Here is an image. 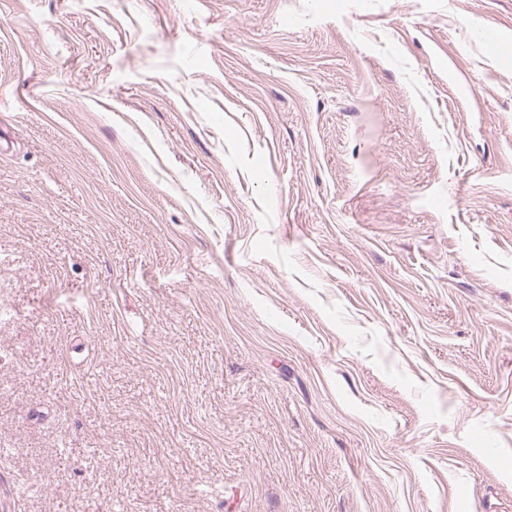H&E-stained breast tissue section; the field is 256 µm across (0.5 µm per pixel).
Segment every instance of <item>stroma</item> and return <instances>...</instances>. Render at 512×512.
Masks as SVG:
<instances>
[{"mask_svg":"<svg viewBox=\"0 0 512 512\" xmlns=\"http://www.w3.org/2000/svg\"><path fill=\"white\" fill-rule=\"evenodd\" d=\"M0 85V512H512V0H0Z\"/></svg>","mask_w":512,"mask_h":512,"instance_id":"stroma-1","label":"stroma"}]
</instances>
